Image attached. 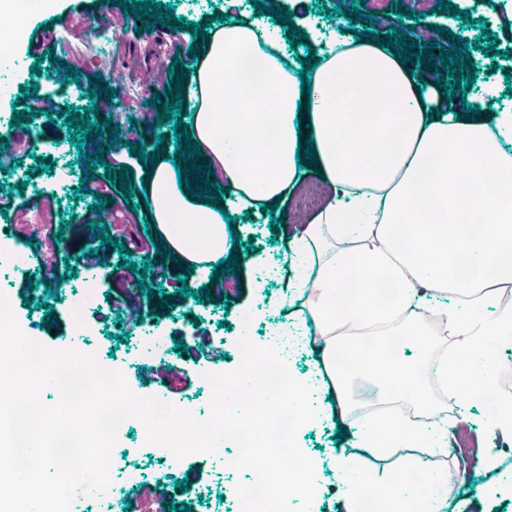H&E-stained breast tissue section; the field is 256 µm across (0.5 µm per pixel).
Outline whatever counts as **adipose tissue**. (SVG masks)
Here are the masks:
<instances>
[{
  "label": "adipose tissue",
  "mask_w": 512,
  "mask_h": 512,
  "mask_svg": "<svg viewBox=\"0 0 512 512\" xmlns=\"http://www.w3.org/2000/svg\"><path fill=\"white\" fill-rule=\"evenodd\" d=\"M278 28L261 19L211 28L195 63L187 96L191 133L228 193L224 211L180 191L172 162H157L148 209L173 257L209 275L227 253L226 216L288 198L301 180L321 173L327 201L285 238L292 263L285 294L302 293L306 306L294 325L312 324L320 362L336 389L347 375L340 328L394 329L410 314L429 317L456 336L471 363L408 365L368 353L356 365L388 397L399 390L420 405L418 420L369 422L357 447L382 452L447 448L450 431L427 396V379L467 396L493 389L498 349L512 346V309L497 292L512 283V108L491 109L486 85L475 104L477 121L461 119L460 101L446 102L436 81L421 82L393 50L337 35L311 38L319 60L311 76L310 108L301 101L300 65L284 54ZM441 109L440 119L426 112ZM309 123L317 164L298 168L299 122ZM393 280L389 300L378 284ZM346 512L368 498L436 512L448 478L421 472L411 487L393 477L373 480L360 456L338 460Z\"/></svg>",
  "instance_id": "ef3b65f1"
}]
</instances>
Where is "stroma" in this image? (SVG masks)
Listing matches in <instances>:
<instances>
[{
	"label": "stroma",
	"mask_w": 512,
	"mask_h": 512,
	"mask_svg": "<svg viewBox=\"0 0 512 512\" xmlns=\"http://www.w3.org/2000/svg\"><path fill=\"white\" fill-rule=\"evenodd\" d=\"M396 0H362V17H375L378 35H387L389 27H412L413 41L425 43L436 38L437 28H445L465 41H476L480 28L468 27L463 21L436 13L438 0H397L409 10L419 13V23L390 15ZM283 7L294 6L292 0H277ZM342 0H304L294 6L309 28L322 38H331L336 27L344 25V17L334 9ZM102 0H55L52 12L24 20L25 35L16 43L17 57L0 67V113L11 111L21 97V85L31 77L35 56L32 43L41 34H49L61 53L64 65L79 69V82L61 83L52 69L51 59H44L40 81L50 93L58 109H83L96 104L99 113L121 132L117 146L106 154L108 163L127 166L131 170L136 191L131 201H124L119 189L107 188L103 214L111 237L119 239L129 251L130 262L139 264L144 258L154 259L156 250L144 227V211L139 203L143 196L139 186L145 168L137 156L130 154L132 144L153 149L157 135L170 132L173 119H159L152 98L161 75L160 64H172L174 58L191 63L185 47L190 42L187 31L158 27L150 32H135L132 15L116 11L94 29H85L87 11L102 8ZM176 16L199 22L220 12L229 20L254 16L251 0H177ZM478 72L470 93H477L485 83L500 86L498 106L512 107V95L504 92L506 76H512V60L485 56L483 51L471 53ZM101 76L103 85L117 94L116 102L90 100L86 85L94 76ZM65 125H52L41 115L23 121L20 127L0 125V137L12 145L9 166H0V201L11 199L14 210L0 217V252L10 253L15 245H23L24 259L15 267L0 268V282L7 287L13 301V313L29 339L51 349L79 348L67 324V312L78 298L76 284L83 276L95 280L94 299L83 308L94 324L91 344L101 358L116 354L125 357V380L139 397H157L180 408L199 413L206 411L212 391L207 374L225 373L238 366L237 339L239 320L245 311L255 313L249 334L270 331L290 324L288 311L281 304L285 291L282 261L283 248L274 241L265 220L244 222L243 235L253 238L258 246L260 262L236 275L223 276L216 294L231 300V307L217 301L197 303L193 298L175 299L174 293L183 277L181 270H167L156 263L148 272L149 288H162L164 297L175 305L167 315L152 316V300L134 287L135 276L120 265L121 257L112 246H101L88 229L92 218V197L78 196L80 180L87 171L80 154L92 153L96 146L85 143L76 148L68 140ZM52 164L49 172L33 171L35 157ZM44 183V193H37L34 182ZM63 232V241H56L54 232ZM103 248V257H95L93 249ZM51 288H44V280ZM52 305L55 327L43 326L45 305ZM155 319L165 338L166 348L157 353L140 351L133 338L138 319ZM184 341L188 354L178 355L174 347ZM433 409L441 413L455 432L477 440L479 452L495 455L497 467L484 471L482 466L465 465L462 458L443 450L425 451L419 458L424 469L441 473L468 467L472 480L466 486H449L443 512H512V440L482 437L481 430L490 419L481 399L464 405L445 399L440 387L430 385ZM337 424L325 416L303 428L298 444L307 454L317 458V493L310 512H345L340 478L335 462L338 457L353 453V441H335ZM133 453L126 460L128 479L118 485V492L130 500L131 512H155L154 490L175 485L187 479L188 495H172L174 505L187 504L191 512H232L236 485L248 482L249 473L225 470L220 455L189 456L179 460H160L146 445V437L134 432L126 439Z\"/></svg>",
	"instance_id": "obj_1"
}]
</instances>
